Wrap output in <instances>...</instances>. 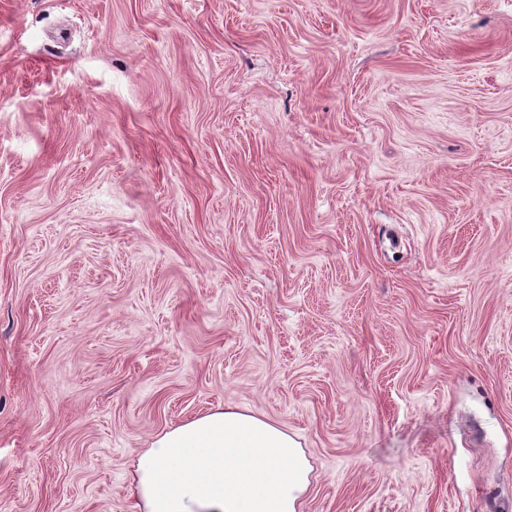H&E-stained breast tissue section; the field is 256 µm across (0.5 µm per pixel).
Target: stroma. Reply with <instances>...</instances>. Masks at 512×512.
I'll list each match as a JSON object with an SVG mask.
<instances>
[{
	"label": "stroma",
	"mask_w": 512,
	"mask_h": 512,
	"mask_svg": "<svg viewBox=\"0 0 512 512\" xmlns=\"http://www.w3.org/2000/svg\"><path fill=\"white\" fill-rule=\"evenodd\" d=\"M217 407L512 512V0H0V512Z\"/></svg>",
	"instance_id": "1"
}]
</instances>
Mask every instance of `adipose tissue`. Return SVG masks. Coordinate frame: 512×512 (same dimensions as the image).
<instances>
[{
  "label": "adipose tissue",
  "mask_w": 512,
  "mask_h": 512,
  "mask_svg": "<svg viewBox=\"0 0 512 512\" xmlns=\"http://www.w3.org/2000/svg\"><path fill=\"white\" fill-rule=\"evenodd\" d=\"M133 469L143 512H302L312 471L286 431L231 408L162 432Z\"/></svg>",
  "instance_id": "1"
}]
</instances>
